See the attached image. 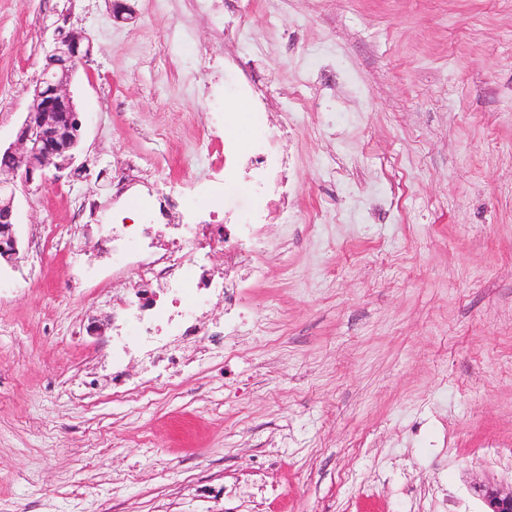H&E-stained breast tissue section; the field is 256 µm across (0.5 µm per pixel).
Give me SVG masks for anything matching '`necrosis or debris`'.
Instances as JSON below:
<instances>
[{"label": "necrosis or debris", "instance_id": "obj_1", "mask_svg": "<svg viewBox=\"0 0 512 512\" xmlns=\"http://www.w3.org/2000/svg\"><path fill=\"white\" fill-rule=\"evenodd\" d=\"M226 100H249L254 108L248 145L224 142V184L247 182V199L228 207L229 227L220 236H199L196 225L179 224L167 246L141 236L137 225L116 224L109 242L112 262L137 268L131 297L112 313V381L124 380L123 360L135 350L154 353V368L182 372L187 363L174 343L199 336L223 344L225 336L247 325L246 296L252 281L262 275L265 253L263 225L272 201L287 204L290 158L280 138L264 128L271 103L267 88L248 75L224 87ZM222 248L230 265L220 283L207 275L203 258ZM224 301L222 325L202 320L212 297Z\"/></svg>", "mask_w": 512, "mask_h": 512}]
</instances>
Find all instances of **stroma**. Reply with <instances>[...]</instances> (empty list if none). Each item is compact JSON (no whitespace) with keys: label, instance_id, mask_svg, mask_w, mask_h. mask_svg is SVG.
<instances>
[{"label":"stroma","instance_id":"35a3bbf8","mask_svg":"<svg viewBox=\"0 0 512 512\" xmlns=\"http://www.w3.org/2000/svg\"><path fill=\"white\" fill-rule=\"evenodd\" d=\"M127 3L118 22L109 0H0V145L66 13L93 44L70 86L81 157L108 172L18 197L0 512H485L477 485H512V0H250L232 47L224 8ZM228 56L272 86L270 130L297 121L261 328L119 400L112 310L133 275L99 239L116 217L157 237L142 196L223 176L249 107L221 101Z\"/></svg>","mask_w":512,"mask_h":512}]
</instances>
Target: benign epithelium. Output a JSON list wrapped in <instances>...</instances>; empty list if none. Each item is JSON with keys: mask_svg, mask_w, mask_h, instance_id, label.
Instances as JSON below:
<instances>
[{"mask_svg": "<svg viewBox=\"0 0 512 512\" xmlns=\"http://www.w3.org/2000/svg\"><path fill=\"white\" fill-rule=\"evenodd\" d=\"M56 26L45 51L41 74L31 89L29 110L19 127L15 143L0 154L13 158V166L0 173V258L9 262L18 248L16 230V187L41 190L59 181L66 170L89 180L91 169L76 164L82 126L70 93L75 73L92 57L93 45L83 33ZM485 512H512V488L493 486L478 489Z\"/></svg>", "mask_w": 512, "mask_h": 512, "instance_id": "1", "label": "benign epithelium"}]
</instances>
